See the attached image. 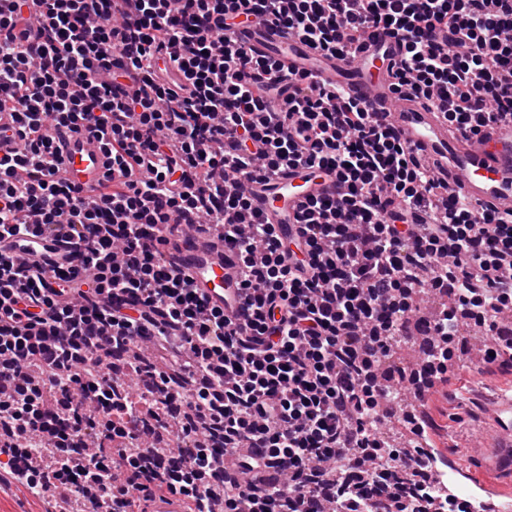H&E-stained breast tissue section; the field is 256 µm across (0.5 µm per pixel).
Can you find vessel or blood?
I'll return each mask as SVG.
<instances>
[{
  "mask_svg": "<svg viewBox=\"0 0 512 512\" xmlns=\"http://www.w3.org/2000/svg\"><path fill=\"white\" fill-rule=\"evenodd\" d=\"M235 37L245 48L312 70L317 82L343 86L370 111L389 113L403 139L423 149L440 165L451 186L472 203L512 208V121L487 124L476 140L450 132L434 110L397 99L384 80L386 67L400 58L397 37L375 31L366 46L342 59L317 55L308 46L254 23L239 27ZM56 142L72 182L86 192L97 187L110 162L91 147L87 132L63 128L58 130ZM337 191L335 176L317 168L292 170L269 187L253 188L256 208L277 224L287 223L309 194L333 195ZM163 248L169 261L193 281L208 306L223 307L225 296L237 286V258L225 247L217 227L210 224L205 231L189 235L173 231ZM493 416L497 435L492 441L475 444V456L487 468L512 477V395L498 398Z\"/></svg>",
  "mask_w": 512,
  "mask_h": 512,
  "instance_id": "vessel-or-blood-1",
  "label": "vessel or blood"
}]
</instances>
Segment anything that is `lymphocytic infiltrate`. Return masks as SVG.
<instances>
[{
    "label": "lymphocytic infiltrate",
    "instance_id": "f902f5d3",
    "mask_svg": "<svg viewBox=\"0 0 512 512\" xmlns=\"http://www.w3.org/2000/svg\"><path fill=\"white\" fill-rule=\"evenodd\" d=\"M244 20L334 58L385 30L398 98L474 136L512 119V0H0V468L79 512L95 486L109 512H470L435 488L424 408L465 330L512 364V209L241 47ZM61 127L120 182L72 185ZM306 167L341 191L285 238L250 186ZM180 224L221 228L242 320L167 260ZM30 235L69 252L16 254Z\"/></svg>",
    "mask_w": 512,
    "mask_h": 512
}]
</instances>
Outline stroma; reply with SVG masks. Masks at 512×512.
<instances>
[{"mask_svg": "<svg viewBox=\"0 0 512 512\" xmlns=\"http://www.w3.org/2000/svg\"><path fill=\"white\" fill-rule=\"evenodd\" d=\"M508 393H512V368L495 366L478 374L463 362L428 396L427 411L431 445L441 455L455 457L474 483L495 486L501 499L512 502V480L483 467L469 453L476 437L489 436L495 428L486 410L488 403ZM56 505L54 497L30 496L20 481L0 470V512H56Z\"/></svg>", "mask_w": 512, "mask_h": 512, "instance_id": "1", "label": "stroma"}]
</instances>
